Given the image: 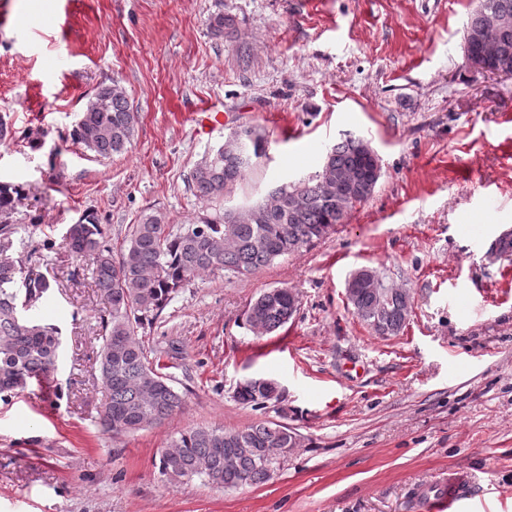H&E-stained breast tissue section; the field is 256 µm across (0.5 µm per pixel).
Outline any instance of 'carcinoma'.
I'll return each instance as SVG.
<instances>
[{"mask_svg":"<svg viewBox=\"0 0 512 512\" xmlns=\"http://www.w3.org/2000/svg\"><path fill=\"white\" fill-rule=\"evenodd\" d=\"M512 18V0H478L464 32V55L481 52L491 41L497 53L493 69L512 70V25L490 23ZM136 127L125 90L116 82L100 84L73 128L75 140L98 157L109 159L131 145ZM267 139L247 127L230 150L219 146L198 162L190 181L206 209L191 222L173 226L159 213L130 225L125 245L114 256L107 230L92 214L68 226L66 251L93 261V283L108 306L98 355L99 380L106 391L100 425L114 435L163 424L183 411L186 401L151 356L139 336L144 322L160 316L173 295L202 276L243 278L275 260L324 238L349 211L367 200L375 186L365 182L369 150L361 138H348L326 154L313 176L284 183L263 200L226 208L256 161L266 155ZM24 199L20 185L0 182V394L23 391L33 381L48 380L59 367L63 342L58 328L33 320L28 311L51 287L29 258L16 249L17 215ZM385 291L362 286L347 296L356 317L379 336L398 335L408 320L410 294L377 269L359 270ZM290 288L263 292L247 309L246 324L257 336L272 334L294 318ZM271 380L253 378L235 391V399L255 410L280 401ZM297 434L285 425L260 422L244 429L197 427L179 434L160 453L162 475L179 480L194 476L224 489L261 485L278 456L294 447Z\"/></svg>","mask_w":512,"mask_h":512,"instance_id":"carcinoma-1","label":"carcinoma"}]
</instances>
